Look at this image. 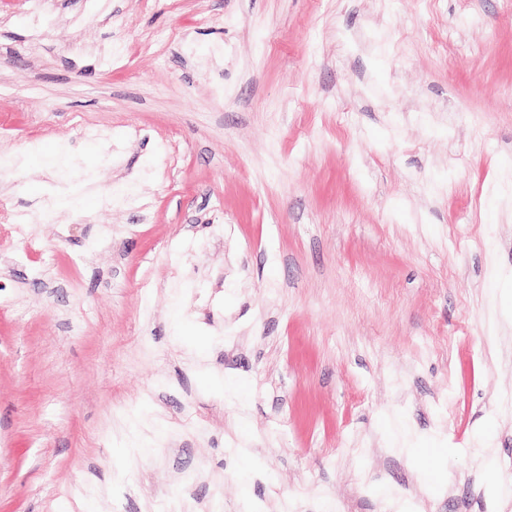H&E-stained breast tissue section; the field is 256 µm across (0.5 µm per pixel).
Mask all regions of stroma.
I'll list each match as a JSON object with an SVG mask.
<instances>
[{
    "mask_svg": "<svg viewBox=\"0 0 512 512\" xmlns=\"http://www.w3.org/2000/svg\"><path fill=\"white\" fill-rule=\"evenodd\" d=\"M0 154V512H512V0H0Z\"/></svg>",
    "mask_w": 512,
    "mask_h": 512,
    "instance_id": "35a3bbf8",
    "label": "stroma"
}]
</instances>
